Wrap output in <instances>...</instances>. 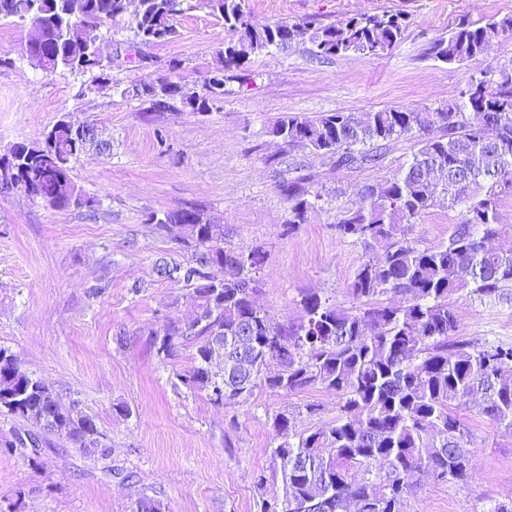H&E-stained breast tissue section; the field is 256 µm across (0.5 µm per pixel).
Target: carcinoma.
<instances>
[{
    "label": "carcinoma",
    "instance_id": "1",
    "mask_svg": "<svg viewBox=\"0 0 512 512\" xmlns=\"http://www.w3.org/2000/svg\"><path fill=\"white\" fill-rule=\"evenodd\" d=\"M128 16L123 0H0V19L34 25L37 42L26 45L30 63L52 75L59 70H100L95 87L109 86L90 44L101 27L128 19L133 45L173 41L177 17L205 9L233 38L220 43L219 71L242 72L251 57L272 48L306 46L311 59L340 55L380 56L402 39L400 12L356 14L338 23H261L241 0H141ZM512 36V14L483 26L462 22L434 41L428 54L462 65L490 43ZM126 92L150 101L155 110L178 103L204 113L223 92L207 85L188 93L168 78L142 80ZM493 124L497 140L486 143L482 127ZM272 134L287 147L307 148L336 158L345 169L373 168L382 154L376 144L414 138L417 149L392 175L363 184L358 207L334 225L336 235L375 251L355 269L347 290L352 307L341 308L316 293L303 295L302 316L280 322L254 305L266 253L259 247L224 244V225L193 207L167 211L155 224L190 251L185 265L159 262V278L182 284L198 316L172 321L151 332L159 358L195 348L193 365L180 375L192 392L218 405L248 401L265 387L291 394L319 387L336 395V419L296 431L294 415L279 412L272 427L281 441L272 449L279 463L282 494L263 500L262 512H346L357 497L360 512H402L405 497L426 482L464 483L471 470V434L459 415L474 410L512 432V376L497 363L512 362V345L474 346L454 341L459 323L449 299L467 294L512 302V235L501 222V204L512 197V70H489L471 78L444 108L390 107L369 112H326L316 117L288 114ZM109 148L95 125L76 134L58 119L44 140L19 142L6 154L4 175L14 190L46 205L92 208L95 199L78 189L73 165L88 148ZM485 159L481 171L471 157ZM292 229L307 220L320 196L308 177L284 180ZM460 210L447 239L422 245L413 227L437 207ZM224 354V376L210 370ZM478 388L483 399L468 394ZM18 416L45 435L104 457L93 418L66 405L43 380L0 347V415Z\"/></svg>",
    "mask_w": 512,
    "mask_h": 512
}]
</instances>
